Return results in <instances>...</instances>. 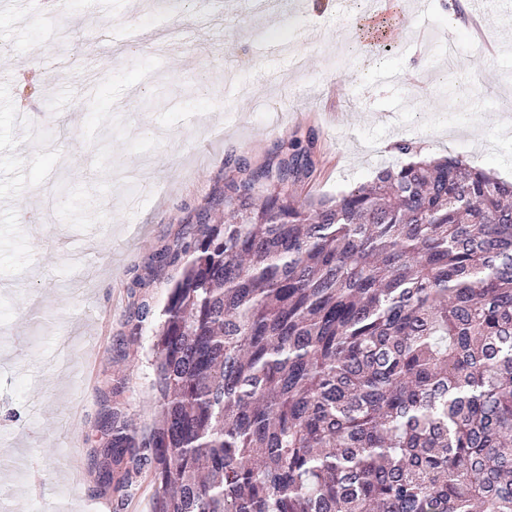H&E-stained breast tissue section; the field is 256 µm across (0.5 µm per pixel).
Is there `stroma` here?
I'll list each match as a JSON object with an SVG mask.
<instances>
[{
  "mask_svg": "<svg viewBox=\"0 0 512 512\" xmlns=\"http://www.w3.org/2000/svg\"><path fill=\"white\" fill-rule=\"evenodd\" d=\"M44 2L0 12V512L80 498L152 512L153 473L104 499L93 455L112 407L141 432L157 411L154 348L183 268L158 254L200 219L223 223L237 166L295 138L315 140L303 198L400 163L385 145L401 139L512 181V57L467 39L471 0H408L368 43L374 0L340 15L297 0L271 25L227 17L228 0ZM424 14L462 41L453 67L416 39ZM264 44L283 50L266 73Z\"/></svg>",
  "mask_w": 512,
  "mask_h": 512,
  "instance_id": "35a3bbf8",
  "label": "stroma"
}]
</instances>
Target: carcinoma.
<instances>
[{
    "instance_id": "carcinoma-1",
    "label": "carcinoma",
    "mask_w": 512,
    "mask_h": 512,
    "mask_svg": "<svg viewBox=\"0 0 512 512\" xmlns=\"http://www.w3.org/2000/svg\"><path fill=\"white\" fill-rule=\"evenodd\" d=\"M314 139L224 184L193 226L153 357L159 412L117 408L96 464L153 512H512V182L413 156L299 199Z\"/></svg>"
}]
</instances>
